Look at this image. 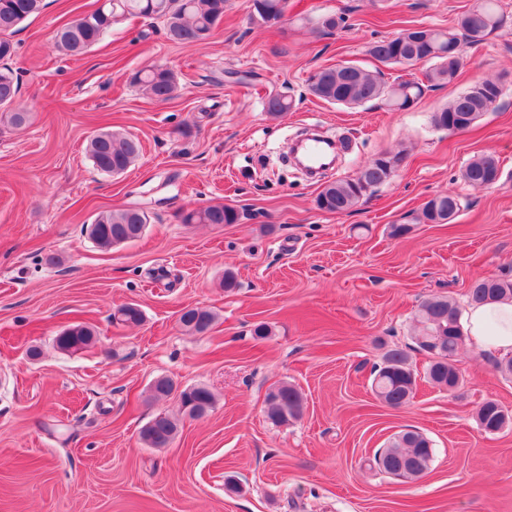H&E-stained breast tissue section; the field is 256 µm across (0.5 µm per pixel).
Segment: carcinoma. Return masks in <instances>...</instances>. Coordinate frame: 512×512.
<instances>
[{
	"label": "carcinoma",
	"mask_w": 512,
	"mask_h": 512,
	"mask_svg": "<svg viewBox=\"0 0 512 512\" xmlns=\"http://www.w3.org/2000/svg\"><path fill=\"white\" fill-rule=\"evenodd\" d=\"M287 0H251V20L261 26L280 24L286 12ZM43 0H0V120L14 128H21L31 120V113L19 102V80L8 64L15 48L11 35L28 18L39 14ZM137 16L160 22L166 37L180 45L193 46L208 40L214 28L224 19V0H104L97 9L75 19L58 30L55 48L67 56H77L99 43L119 21ZM503 18L497 13L495 0H480L464 13L452 29L416 27L392 38L376 39L369 43L368 53L385 65L411 69L418 64L430 63L425 81L408 79L392 84L384 81L381 72H371L353 65L325 67L314 71L308 78L309 92L326 102L354 107L379 101L390 111L411 108L425 89L453 82L461 66L458 48L464 44L476 45L491 31L502 26ZM131 83L141 88L156 101L174 97L178 88L177 76L164 66H151L139 70ZM494 90L492 96L461 93L433 114V123L439 129L448 127V117L464 114L478 119L495 108L502 95L500 85L484 81ZM293 107L292 99L280 93L268 94L265 110L274 117ZM87 154L94 166L107 175H120L140 156V141L129 134L101 130L88 141ZM394 168L374 158L353 178L329 180L322 184L316 196L318 209L343 214L356 206L367 192L386 182ZM500 167L489 153H480L469 161L462 178L475 188H485L499 179ZM459 210L455 196L446 192L431 196L424 204L419 218L423 224H447ZM245 214L224 204L208 205L181 214L184 224H238ZM148 223V215L138 207L120 210H102L93 226L86 227L88 238L101 249L139 238ZM512 299V276L502 274L475 280L469 289L472 303L499 299ZM418 334L414 336L416 349L425 353L428 364L424 378L432 385L446 389L457 384L460 372L453 357L464 346L460 312L446 296L424 299L418 309ZM112 319L128 325L142 321V312L134 304L121 305ZM216 315L205 308L193 307L181 312L179 323L185 331L194 334L207 332ZM95 330L84 324L63 329L54 338L55 347L65 353H77L92 345ZM418 373L413 369L410 355L400 348L385 352L382 363L371 370V391L390 407L407 404L417 390ZM176 391L168 377H158L151 386L154 398H164ZM183 413L191 419L196 412L214 408L215 396L206 386H193L179 391ZM304 398L290 383H281L269 389L265 399L266 419L275 426L287 425L300 419ZM475 420L487 434H497L512 423V413L504 415V407L493 399L482 402L476 409ZM180 420L166 415L155 416L141 430L140 438L149 448H166L179 431ZM435 449L432 441L416 430L397 432L389 438L369 461V468L396 477L405 482L421 478L431 467Z\"/></svg>",
	"instance_id": "1"
}]
</instances>
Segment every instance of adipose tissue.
I'll use <instances>...</instances> for the list:
<instances>
[{
	"label": "adipose tissue",
	"mask_w": 512,
	"mask_h": 512,
	"mask_svg": "<svg viewBox=\"0 0 512 512\" xmlns=\"http://www.w3.org/2000/svg\"><path fill=\"white\" fill-rule=\"evenodd\" d=\"M468 345L493 356L512 355V302L468 307L463 318Z\"/></svg>",
	"instance_id": "obj_1"
}]
</instances>
